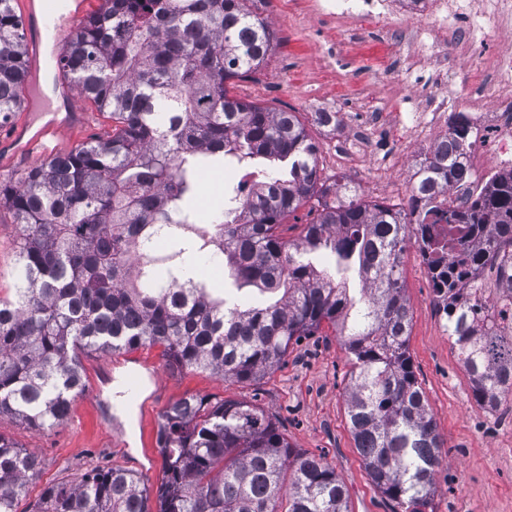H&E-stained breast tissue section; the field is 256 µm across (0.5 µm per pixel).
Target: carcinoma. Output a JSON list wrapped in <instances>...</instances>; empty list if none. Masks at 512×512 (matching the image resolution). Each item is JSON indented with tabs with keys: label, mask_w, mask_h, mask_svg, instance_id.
I'll return each instance as SVG.
<instances>
[{
	"label": "carcinoma",
	"mask_w": 512,
	"mask_h": 512,
	"mask_svg": "<svg viewBox=\"0 0 512 512\" xmlns=\"http://www.w3.org/2000/svg\"><path fill=\"white\" fill-rule=\"evenodd\" d=\"M0 0V121L20 109L24 30ZM249 0H101L56 59L114 123L0 184L20 229L15 297L0 301V418L36 429L68 419L84 389L81 355L160 346L182 368L226 383L255 382L290 345L334 328L352 364L350 431L365 470L396 512H428L442 442L408 352L411 322L400 259L418 196L470 170L458 113L416 165L407 209L326 184L318 149L293 112L230 94L227 82L265 64L275 35ZM249 169L228 205L199 210L203 170ZM317 218L297 240L277 228L301 206ZM448 224L498 236L449 256L428 240L429 265L461 271L492 253L512 281V172ZM167 234L169 255L154 241ZM448 286V336L474 401L495 411L512 395V337L477 334ZM166 481L140 486L126 470L91 469L47 487L33 512H349L324 457L291 448L255 405L189 396L162 415ZM37 456L0 436V512L37 479Z\"/></svg>",
	"instance_id": "1"
}]
</instances>
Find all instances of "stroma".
<instances>
[{
	"mask_svg": "<svg viewBox=\"0 0 512 512\" xmlns=\"http://www.w3.org/2000/svg\"><path fill=\"white\" fill-rule=\"evenodd\" d=\"M257 9L276 37L267 63L245 79L229 83L231 95L280 112L296 113L318 147L322 178L348 182L367 201L406 206L416 164L444 128L418 141L393 144L381 154L357 159L348 142L361 115L389 117L420 111L419 84L447 79L457 91L460 111L484 107L473 70L477 59L512 53V25L491 27L482 45L464 41L461 33L440 29L434 38L408 42L404 28L393 31L362 23L358 17L325 21L312 0H259ZM455 46L457 57L447 71L434 61L432 43ZM76 105L87 114L75 130L46 136V152L16 157L0 153V183L19 181L32 167L63 155L89 140L112 132L108 113L83 95ZM336 115L334 129L318 124L317 112ZM19 226L7 207H0V297L13 293ZM400 270L411 312L408 351L428 410L443 442L436 475L433 512H512V398L498 411L482 409L473 399L469 379L433 303V287L419 251L407 245ZM132 357L153 363L156 377L145 380L142 394L148 410L114 400L125 388L130 367L113 369L98 382L96 363L110 355H84L85 389L71 404L68 421L57 428L35 430L11 418L0 419V435L36 455L41 472L16 503L31 512L46 486L67 482L91 468L132 471L150 488L165 479L163 460H147L143 449L158 446V429L174 402L199 396L210 402L252 403L280 426L297 451L324 457L342 479L351 512H394L395 504L370 481L351 434L346 408L351 365L330 327L293 344L274 371L252 384H229L205 371L182 369L168 362L161 347L132 349ZM124 425L122 436L109 439L104 418Z\"/></svg>",
	"mask_w": 512,
	"mask_h": 512,
	"instance_id": "stroma-1",
	"label": "stroma"
}]
</instances>
